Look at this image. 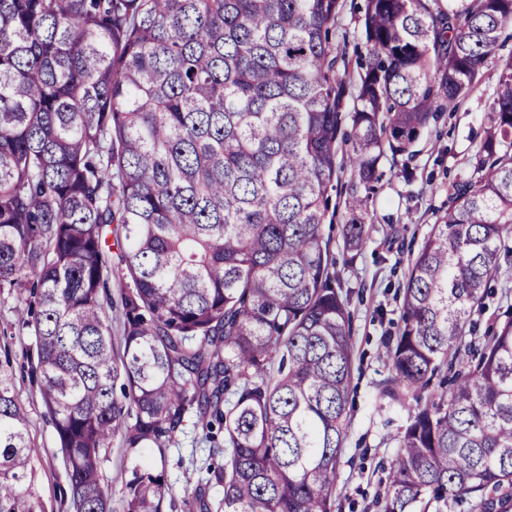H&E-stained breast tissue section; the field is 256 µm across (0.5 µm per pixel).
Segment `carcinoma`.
Returning <instances> with one entry per match:
<instances>
[{
	"label": "carcinoma",
	"mask_w": 512,
	"mask_h": 512,
	"mask_svg": "<svg viewBox=\"0 0 512 512\" xmlns=\"http://www.w3.org/2000/svg\"><path fill=\"white\" fill-rule=\"evenodd\" d=\"M344 8L0 0V289L33 298L30 375L75 512H109L113 436L161 451L192 420L223 435L216 512H335L353 344L324 225L342 211L344 250L364 247L382 158L458 107L512 26V0H366L352 80L330 37ZM508 237L512 61L382 343L391 403L450 373L398 437L384 512H512V315L462 349ZM31 458L1 361L0 512H43ZM124 489L125 512H164L161 475L136 465Z\"/></svg>",
	"instance_id": "1"
}]
</instances>
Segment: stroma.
I'll return each instance as SVG.
<instances>
[{"instance_id": "obj_1", "label": "stroma", "mask_w": 512, "mask_h": 512, "mask_svg": "<svg viewBox=\"0 0 512 512\" xmlns=\"http://www.w3.org/2000/svg\"><path fill=\"white\" fill-rule=\"evenodd\" d=\"M512 60V28H505L472 91L452 111L438 113L414 144L412 156L384 158V176L369 194V239L346 254L339 229H332L330 250L336 257V282L348 292L355 350L348 428L339 460L336 512H382L389 465L397 438L417 409L414 398L386 407L378 397L389 370L379 357L381 343L402 324V283L437 217L448 208L454 183L470 176L473 158L484 139L487 117L502 63ZM499 270L477 328L465 344H479L485 329L512 311V239L501 248ZM25 309L15 293L0 290V352L13 359L18 397L33 438L34 489L45 512H71L68 477L53 421L29 375L35 337L22 323ZM214 460L200 428L187 426L165 451L132 453L113 437L101 452L99 479L108 490L112 512H124V480L135 465L162 475L173 512H185L184 501L203 488L208 502L218 503L223 489L204 485Z\"/></svg>"}]
</instances>
